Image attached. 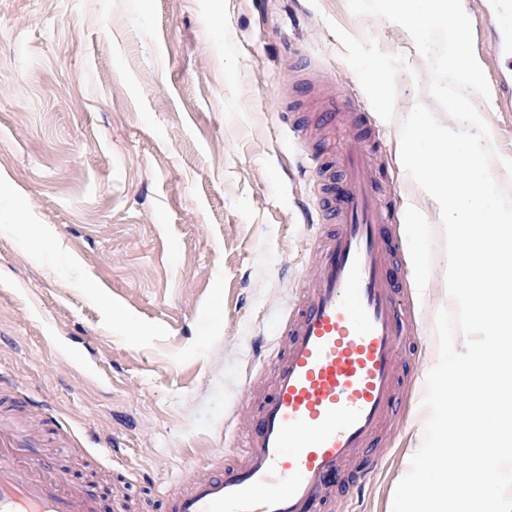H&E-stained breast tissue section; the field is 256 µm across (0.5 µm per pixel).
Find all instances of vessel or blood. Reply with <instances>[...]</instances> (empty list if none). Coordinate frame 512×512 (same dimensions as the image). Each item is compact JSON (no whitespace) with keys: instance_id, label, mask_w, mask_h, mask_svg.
Here are the masks:
<instances>
[{"instance_id":"1","label":"vessel or blood","mask_w":512,"mask_h":512,"mask_svg":"<svg viewBox=\"0 0 512 512\" xmlns=\"http://www.w3.org/2000/svg\"><path fill=\"white\" fill-rule=\"evenodd\" d=\"M488 50L498 64L497 100L512 112V0H479ZM365 123L330 168L317 169L313 210L333 223L301 300L274 329L261 371L270 389L236 459L215 457L208 473L165 491V512H326L330 478L369 447L394 417L410 336L389 274L400 247L384 236L392 217L364 143ZM346 184L333 194L335 180ZM0 419V512H134L57 469L19 456L27 446Z\"/></svg>"}]
</instances>
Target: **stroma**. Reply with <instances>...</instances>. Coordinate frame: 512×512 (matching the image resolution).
<instances>
[{
    "instance_id": "1",
    "label": "stroma",
    "mask_w": 512,
    "mask_h": 512,
    "mask_svg": "<svg viewBox=\"0 0 512 512\" xmlns=\"http://www.w3.org/2000/svg\"><path fill=\"white\" fill-rule=\"evenodd\" d=\"M386 62L389 107L359 66ZM428 63L400 25L348 0H0V376L29 455L162 512L164 486L229 450L225 423L260 377V347L314 259L313 146L285 103L319 91L385 126L384 191L405 234L430 224L419 333L398 415L335 479L363 468L364 512H391L423 417L438 310L449 308L441 213L399 157V126L433 109ZM512 191V112L472 95Z\"/></svg>"
}]
</instances>
